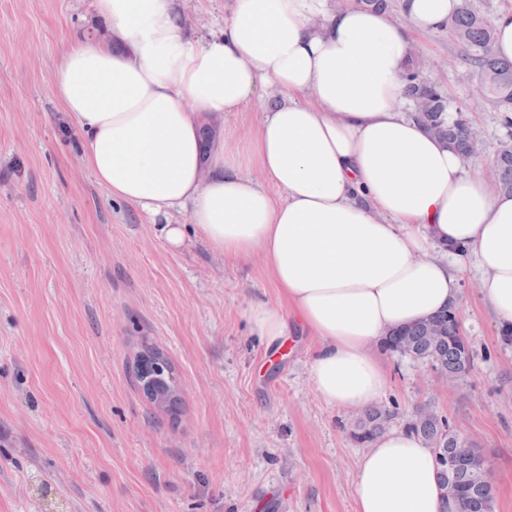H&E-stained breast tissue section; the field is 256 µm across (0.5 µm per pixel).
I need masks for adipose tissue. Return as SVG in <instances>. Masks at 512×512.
I'll use <instances>...</instances> for the list:
<instances>
[{
	"instance_id": "obj_1",
	"label": "adipose tissue",
	"mask_w": 512,
	"mask_h": 512,
	"mask_svg": "<svg viewBox=\"0 0 512 512\" xmlns=\"http://www.w3.org/2000/svg\"><path fill=\"white\" fill-rule=\"evenodd\" d=\"M455 4L398 0L402 26L326 0H230L223 31L199 37L180 0H93L110 38L67 43L53 72L85 166L169 247L187 241L170 221L178 207L220 255L263 246L281 301L244 317L269 346L295 323L314 336L309 377L333 407L385 393L373 343L456 304L469 263L512 325V195L403 110L412 35L439 29ZM252 105L264 118L251 140L206 149V120ZM253 165L265 185L247 178ZM355 512L456 510L434 450L395 428L359 459Z\"/></svg>"
}]
</instances>
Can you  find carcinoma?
I'll use <instances>...</instances> for the list:
<instances>
[{"mask_svg":"<svg viewBox=\"0 0 512 512\" xmlns=\"http://www.w3.org/2000/svg\"><path fill=\"white\" fill-rule=\"evenodd\" d=\"M445 30L459 46L475 70L478 91L485 105L496 112H512V60L495 52V28L476 13L470 0H460L459 6L448 17ZM412 98L426 102L423 111L414 113V118L427 130L454 148L464 161L468 157V142L475 132L459 110L447 116L448 104L440 88L427 81L418 67L405 75ZM507 134L501 141L494 159V178L498 190L512 194V125L506 124ZM457 306L451 305L437 314L399 331L385 336L380 347L386 352H397L414 361L426 362L443 373H455L463 378L475 368V354L466 336L460 332ZM445 326L442 336L426 334L430 321ZM393 419V414L381 405L366 407L356 425L354 437L360 442H370L380 436ZM407 428L433 448L437 458L456 456L465 450L474 452L478 466L450 469L438 465L444 493L455 491L453 499L458 512H494L495 491L480 481V471L488 459L475 448L468 447L453 431L449 421L432 408H418Z\"/></svg>","mask_w":512,"mask_h":512,"instance_id":"cac0c4a2","label":"carcinoma"}]
</instances>
